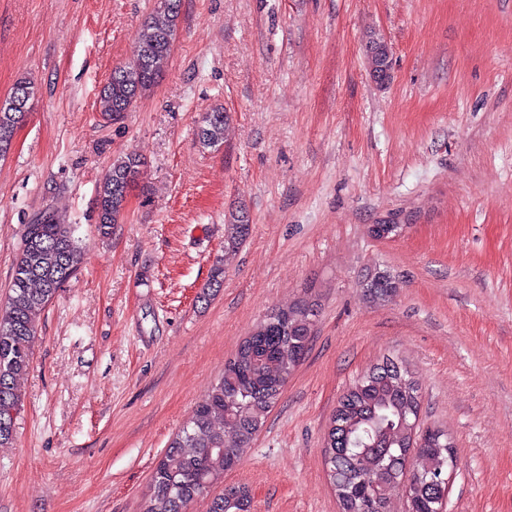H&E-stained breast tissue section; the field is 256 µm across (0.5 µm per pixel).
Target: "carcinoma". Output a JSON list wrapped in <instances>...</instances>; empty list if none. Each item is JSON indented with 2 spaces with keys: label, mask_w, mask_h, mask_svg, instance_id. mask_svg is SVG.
I'll return each instance as SVG.
<instances>
[{
  "label": "carcinoma",
  "mask_w": 512,
  "mask_h": 512,
  "mask_svg": "<svg viewBox=\"0 0 512 512\" xmlns=\"http://www.w3.org/2000/svg\"><path fill=\"white\" fill-rule=\"evenodd\" d=\"M181 7L182 0H157L132 60L112 69L100 92L103 116L129 111L158 83L177 38ZM34 96L32 83L20 81L0 99V160L9 154ZM228 121L222 109L205 113L199 140L211 147L221 145ZM142 167L139 156H120L100 180L101 236L111 235L119 223ZM250 235L245 211L230 212L224 224V253L236 252ZM81 263L72 225L51 217L25 225L7 300L0 309L1 448L14 440L21 403L17 378L30 365L38 315L77 275ZM223 282L224 267L217 263L200 299L207 300ZM363 287L381 299L395 292L398 283L377 271ZM315 317L314 304L307 300L275 308L239 343L233 358L224 363L222 377L197 402L158 461L144 512H185L240 461L303 360ZM419 409L417 383L402 365L374 367L342 397L325 439V462L341 512H392L391 498L398 493L406 498L407 512H436L441 507L440 483L454 466V457L445 431L412 427ZM248 501L247 490L231 486L213 498L209 512H243Z\"/></svg>",
  "instance_id": "obj_1"
}]
</instances>
